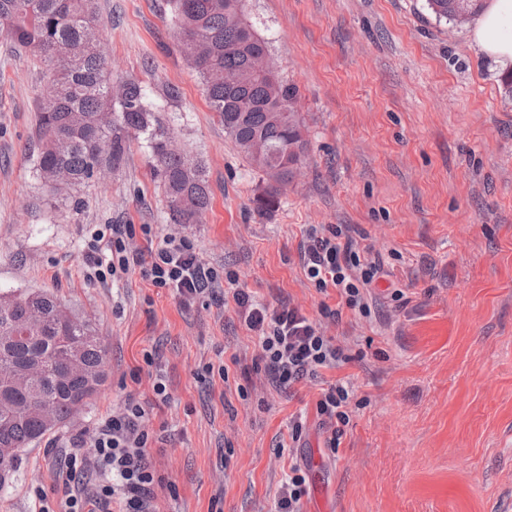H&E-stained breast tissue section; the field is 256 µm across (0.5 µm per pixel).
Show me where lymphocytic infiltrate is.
Wrapping results in <instances>:
<instances>
[{"instance_id": "lymphocytic-infiltrate-1", "label": "lymphocytic infiltrate", "mask_w": 512, "mask_h": 512, "mask_svg": "<svg viewBox=\"0 0 512 512\" xmlns=\"http://www.w3.org/2000/svg\"><path fill=\"white\" fill-rule=\"evenodd\" d=\"M152 232L148 224L93 229L86 243L87 280L105 283L136 271L152 286L172 290L184 306L223 282H234L233 273L206 265L188 237H169L147 250L133 246L136 235L148 239ZM352 232L348 224L308 226L300 264L318 293L335 290L345 307L366 316L371 312V289L383 278L384 267L372 248L358 246ZM233 297L247 330L257 339L255 361L263 365L276 392L320 379L325 371L348 362L345 346L325 335L298 308L253 304L239 290ZM353 397V384L343 379L328 383L320 393L316 417L327 434L328 448H336L350 421ZM154 441L145 403L128 396L120 410L108 412L92 429L76 435L63 465L53 472L50 487L34 489L37 512H155L154 488L163 479L151 459Z\"/></svg>"}]
</instances>
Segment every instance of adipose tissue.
Listing matches in <instances>:
<instances>
[{"mask_svg":"<svg viewBox=\"0 0 512 512\" xmlns=\"http://www.w3.org/2000/svg\"><path fill=\"white\" fill-rule=\"evenodd\" d=\"M470 44L500 68L512 65V0H479L466 26Z\"/></svg>","mask_w":512,"mask_h":512,"instance_id":"adipose-tissue-1","label":"adipose tissue"}]
</instances>
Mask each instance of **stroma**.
Wrapping results in <instances>:
<instances>
[{"instance_id":"obj_1","label":"stroma","mask_w":512,"mask_h":512,"mask_svg":"<svg viewBox=\"0 0 512 512\" xmlns=\"http://www.w3.org/2000/svg\"><path fill=\"white\" fill-rule=\"evenodd\" d=\"M112 77L144 87L177 141L202 160L211 205L171 224L143 141L107 180L55 198L36 174L37 115L48 80L35 54L0 36V290L43 288L95 318L108 380L70 424L21 454L0 512H33L69 439L127 395L171 400L150 424L158 512H277L300 463L302 512H512V100L503 69L426 0H246L278 73L299 90L302 168L276 205L257 212L268 178L238 152L184 61L168 0H96ZM95 224H148L155 242L193 239L202 261L237 276L182 307L139 273L114 284L83 277ZM310 224H351L379 253L388 281L370 316L343 309L328 335L350 337V362L325 372L355 387L337 449L316 426L320 383L269 389L256 339L233 298L288 301L322 321L299 246ZM402 298H395V291ZM153 364H146L145 354ZM228 382L205 364L231 355ZM306 413L297 448L282 447Z\"/></svg>"}]
</instances>
